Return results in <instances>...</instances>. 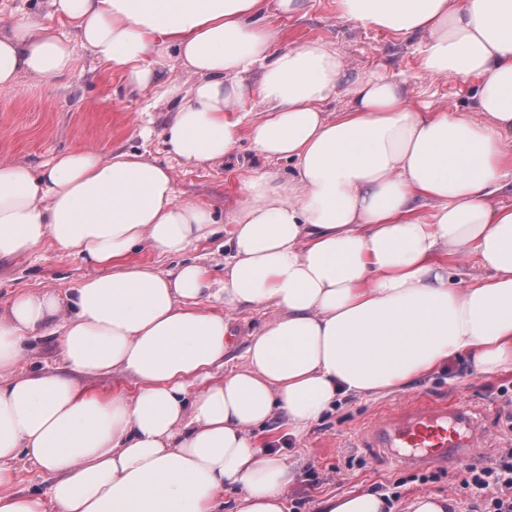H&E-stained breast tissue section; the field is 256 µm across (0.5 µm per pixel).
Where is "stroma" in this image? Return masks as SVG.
I'll use <instances>...</instances> for the list:
<instances>
[{"label":"stroma","instance_id":"1","mask_svg":"<svg viewBox=\"0 0 512 512\" xmlns=\"http://www.w3.org/2000/svg\"><path fill=\"white\" fill-rule=\"evenodd\" d=\"M29 17L55 28L60 35L71 34L49 15L45 0H0V25ZM271 23L281 32V46L320 41L336 49L355 70L400 82L414 108L455 111L474 106V84L422 75V38L401 39L353 26L339 17L335 0H306L304 11L272 18ZM146 112L152 123L145 136L141 119ZM170 118L168 105L153 102L150 90L126 87L120 67L100 65L79 46L74 70L66 78L50 84L26 79L15 88L0 89V163H22L36 169L54 154L80 148L104 154L131 150L157 159L170 167L179 200L208 207L222 224L219 234L186 254L187 259L196 260L220 278L225 263L232 259L224 226L240 205L244 180L255 170L285 176L293 165L285 160H263L246 139L223 162L205 167L182 165L163 144V129ZM96 273V267L50 241L23 257L0 260V315L7 312L18 292L73 288ZM456 400L476 407L487 434L474 465H490L512 448V369L480 374L462 355L450 358L407 389L342 399L301 438L288 436L281 421H272L263 436L287 456L296 472L288 488V512H317L320 499L361 488L384 494L393 512H408L412 500L424 493L455 502L467 497L462 487L464 464L447 470L408 468L367 441L374 425L409 406Z\"/></svg>","mask_w":512,"mask_h":512}]
</instances>
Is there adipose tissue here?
Listing matches in <instances>:
<instances>
[{
	"instance_id": "adipose-tissue-1",
	"label": "adipose tissue",
	"mask_w": 512,
	"mask_h": 512,
	"mask_svg": "<svg viewBox=\"0 0 512 512\" xmlns=\"http://www.w3.org/2000/svg\"><path fill=\"white\" fill-rule=\"evenodd\" d=\"M304 2L47 0L74 39L26 18L0 30V88L67 77L77 41L169 105L164 136L183 164L224 161L246 138L294 165L245 182L235 261L216 280L194 262L163 274L131 261L140 244L176 256L215 232L146 154L0 164V259L50 240L100 269L18 293L0 316V512H286L295 473L259 436L273 420L301 436L337 399L406 389L458 354L483 374L512 367V207L490 202L512 171V0H336L353 25L427 36L421 72L476 81L470 112L418 111L400 83L319 42L277 48L266 17ZM254 73L265 109L251 120L233 107ZM342 86L346 107L325 111ZM469 255L483 276L455 280ZM245 308L275 315L217 376L229 314ZM43 336L66 371L18 372ZM110 372L134 393L83 383ZM20 458L50 473L45 493L11 492ZM319 507L390 512L371 490Z\"/></svg>"
}]
</instances>
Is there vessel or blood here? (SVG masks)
I'll list each match as a JSON object with an SVG mask.
<instances>
[{
	"label": "vessel or blood",
	"mask_w": 512,
	"mask_h": 512,
	"mask_svg": "<svg viewBox=\"0 0 512 512\" xmlns=\"http://www.w3.org/2000/svg\"><path fill=\"white\" fill-rule=\"evenodd\" d=\"M370 436L395 462L439 469L473 456L481 440L474 409L458 402L414 407L373 427Z\"/></svg>",
	"instance_id": "vessel-or-blood-1"
}]
</instances>
